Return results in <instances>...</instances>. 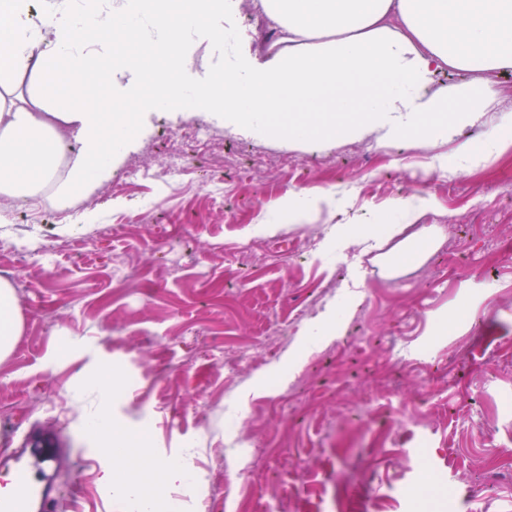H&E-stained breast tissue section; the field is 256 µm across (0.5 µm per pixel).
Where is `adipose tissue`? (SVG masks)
Returning a JSON list of instances; mask_svg holds the SVG:
<instances>
[{
    "label": "adipose tissue",
    "instance_id": "1",
    "mask_svg": "<svg viewBox=\"0 0 512 512\" xmlns=\"http://www.w3.org/2000/svg\"><path fill=\"white\" fill-rule=\"evenodd\" d=\"M0 0V197L30 196L53 187L66 205L112 169V146L138 132L135 105L144 98L164 109L188 98L203 100L210 117L232 130L288 141H311L342 133L387 141L416 136L451 139L460 125L479 122L499 105L488 74L512 67V0H260L277 34L262 58L243 60L240 49L224 58L223 70L193 86L181 73L191 59L185 44L199 28L214 42L225 27L238 26L241 0ZM50 42L29 106L5 98L27 70L35 47ZM125 61L109 65L116 46ZM472 73L455 94L436 87L444 68ZM79 150L64 177H57L62 129ZM512 147L490 133L483 148L461 146L453 157L436 156L432 170L482 164ZM336 203L333 194L288 195L259 222L274 232L301 224L311 212ZM20 309L9 282L0 280V359L20 331ZM93 402L85 425L95 451L121 458L125 437L112 424V378L92 377ZM139 477L105 471L114 497L134 500L152 512L142 490L153 477L165 486H187L185 463L161 460L142 448Z\"/></svg>",
    "mask_w": 512,
    "mask_h": 512
}]
</instances>
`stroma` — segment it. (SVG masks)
Listing matches in <instances>:
<instances>
[{
	"mask_svg": "<svg viewBox=\"0 0 512 512\" xmlns=\"http://www.w3.org/2000/svg\"><path fill=\"white\" fill-rule=\"evenodd\" d=\"M194 84L222 65L207 32L186 48ZM138 136L67 215L26 224L13 202L0 265L54 248L47 276L24 273L21 332L0 360V451L33 429L73 451L56 471L82 512H125L99 477L73 403L112 375V421L128 443L187 460L193 487L155 512H512V147L454 175L429 173L457 140L288 144L224 131L196 147L169 187L127 177L200 120L142 102ZM224 182L212 207L207 180ZM333 191L308 223L265 234L256 221L291 192ZM434 196L416 218L391 210ZM150 200L155 221L137 223ZM426 236L427 257L397 277L337 240L378 214ZM56 317L41 331L44 313ZM436 206V200L432 195H412L406 198H400L392 202L391 210H399L420 215L421 213L432 210Z\"/></svg>",
	"mask_w": 512,
	"mask_h": 512,
	"instance_id": "stroma-1",
	"label": "stroma"
}]
</instances>
